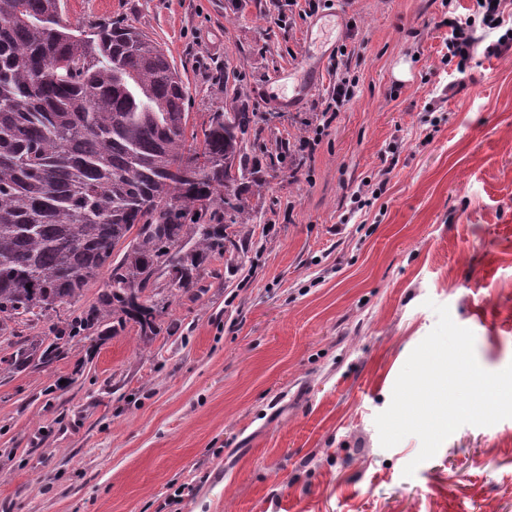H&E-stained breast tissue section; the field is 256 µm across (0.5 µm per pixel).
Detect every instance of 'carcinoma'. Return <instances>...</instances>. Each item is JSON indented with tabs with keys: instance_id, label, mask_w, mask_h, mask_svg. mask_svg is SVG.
<instances>
[{
	"instance_id": "carcinoma-1",
	"label": "carcinoma",
	"mask_w": 512,
	"mask_h": 512,
	"mask_svg": "<svg viewBox=\"0 0 512 512\" xmlns=\"http://www.w3.org/2000/svg\"><path fill=\"white\" fill-rule=\"evenodd\" d=\"M63 11V0H0V338L31 317L53 334L1 357L0 374L52 363L103 315L114 332L130 320L153 332L158 310L142 295L157 271L186 284L198 254L227 252L254 219L240 181L258 113L235 94L191 122L155 39ZM221 211L229 223H199ZM105 269L100 307L75 314Z\"/></svg>"
}]
</instances>
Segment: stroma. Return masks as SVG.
<instances>
[{
    "mask_svg": "<svg viewBox=\"0 0 512 512\" xmlns=\"http://www.w3.org/2000/svg\"><path fill=\"white\" fill-rule=\"evenodd\" d=\"M284 2L65 0L70 22L148 31L194 122L235 93L262 114L241 186L257 218L188 287L156 275V332L107 316L0 376V512H512V418L460 427L409 478L419 438L386 449L375 426L433 304L483 369L512 364V48L488 52L504 30L478 26L462 72L448 22L476 0H328L321 48L306 0ZM311 60L318 83L280 101L273 76ZM340 77L354 95L330 112Z\"/></svg>",
    "mask_w": 512,
    "mask_h": 512,
    "instance_id": "obj_1",
    "label": "stroma"
}]
</instances>
